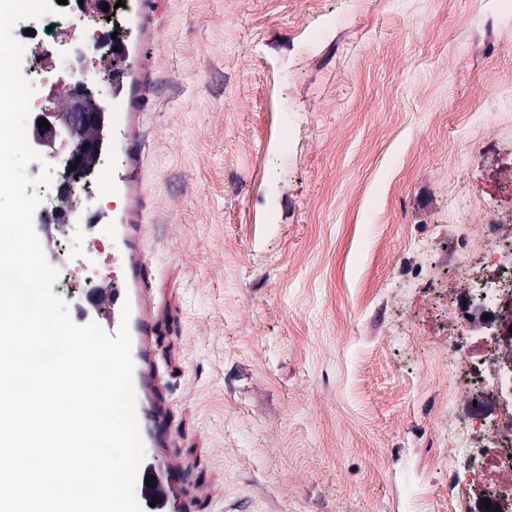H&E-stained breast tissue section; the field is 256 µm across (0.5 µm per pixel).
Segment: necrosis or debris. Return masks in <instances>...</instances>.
Segmentation results:
<instances>
[{
  "label": "necrosis or debris",
  "instance_id": "obj_1",
  "mask_svg": "<svg viewBox=\"0 0 512 512\" xmlns=\"http://www.w3.org/2000/svg\"><path fill=\"white\" fill-rule=\"evenodd\" d=\"M72 37L99 60L73 71V81H111L113 41L87 28ZM510 222L512 200L484 216L470 253L449 255L460 290L440 305L458 330L448 346V389L464 403L448 412V497L462 512H512V334L499 331L502 322H512Z\"/></svg>",
  "mask_w": 512,
  "mask_h": 512
}]
</instances>
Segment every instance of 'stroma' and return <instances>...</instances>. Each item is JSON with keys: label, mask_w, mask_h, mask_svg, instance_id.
I'll return each instance as SVG.
<instances>
[{"label": "stroma", "mask_w": 512, "mask_h": 512, "mask_svg": "<svg viewBox=\"0 0 512 512\" xmlns=\"http://www.w3.org/2000/svg\"><path fill=\"white\" fill-rule=\"evenodd\" d=\"M117 137L192 477L232 512H455L449 253L512 190V0H141ZM467 157L453 171V156ZM83 296L111 263L77 234Z\"/></svg>", "instance_id": "obj_1"}]
</instances>
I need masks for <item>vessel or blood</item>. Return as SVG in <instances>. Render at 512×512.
Instances as JSON below:
<instances>
[{
  "instance_id": "b4317fda",
  "label": "vessel or blood",
  "mask_w": 512,
  "mask_h": 512,
  "mask_svg": "<svg viewBox=\"0 0 512 512\" xmlns=\"http://www.w3.org/2000/svg\"><path fill=\"white\" fill-rule=\"evenodd\" d=\"M34 230L49 264L58 261L56 224H38ZM90 231L112 251V274L90 287L76 304V324H98L115 334L128 321L134 364L136 415L143 444L148 447L135 482L142 512H208L215 504L208 484L187 485L188 461L174 452L176 440L167 401L168 381L157 357L163 324L158 317L161 296L157 276L144 248L145 227L125 215L93 224Z\"/></svg>"
}]
</instances>
